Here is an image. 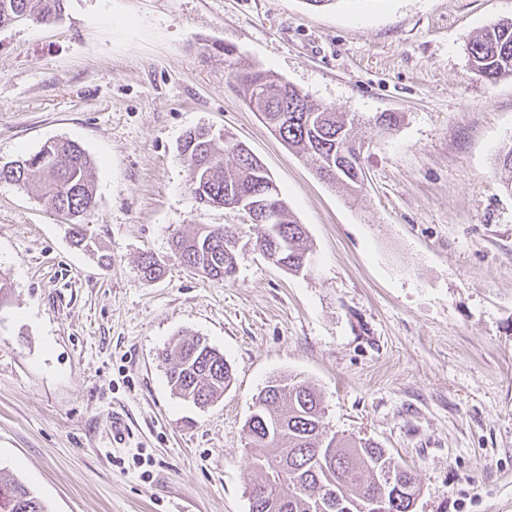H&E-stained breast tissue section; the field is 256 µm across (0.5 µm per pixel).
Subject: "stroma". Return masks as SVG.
Listing matches in <instances>:
<instances>
[{
  "mask_svg": "<svg viewBox=\"0 0 512 512\" xmlns=\"http://www.w3.org/2000/svg\"><path fill=\"white\" fill-rule=\"evenodd\" d=\"M512 0H66L0 28V163L54 140L91 159L97 253L46 199L0 182V468L49 512H249L243 425L274 377L309 382L330 431L373 439L420 484L414 512H512V76L467 48ZM234 48L225 56V48ZM271 70L360 118L364 186L315 173L251 112L229 64ZM393 113L380 130L370 119ZM230 133L314 249L292 275L259 227L199 206L177 145ZM239 225L235 276L193 274L174 231ZM164 267L153 281L138 261ZM184 334L233 373L213 405L171 390ZM132 432L113 447L110 417Z\"/></svg>",
  "mask_w": 512,
  "mask_h": 512,
  "instance_id": "35a3bbf8",
  "label": "stroma"
}]
</instances>
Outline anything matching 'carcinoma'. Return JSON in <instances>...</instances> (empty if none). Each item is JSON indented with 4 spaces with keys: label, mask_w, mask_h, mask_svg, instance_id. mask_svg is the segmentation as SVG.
<instances>
[{
    "label": "carcinoma",
    "mask_w": 512,
    "mask_h": 512,
    "mask_svg": "<svg viewBox=\"0 0 512 512\" xmlns=\"http://www.w3.org/2000/svg\"><path fill=\"white\" fill-rule=\"evenodd\" d=\"M64 9L65 0H0V28L27 13L47 22ZM468 54L473 69L489 81L512 75V23L487 25L469 44ZM227 79L248 108L275 122L288 147L314 159L319 176L356 140L355 119L312 104L269 70L232 68ZM181 147L189 188L199 204L225 207L245 199L275 208L279 223L262 225L254 246L290 273L308 269L313 249L305 226L297 223L282 196L265 198L269 174L246 146L198 130L188 132ZM226 154L233 157L230 169L224 165ZM18 163L7 177L0 170V181L34 188L52 208L73 219L68 227L72 244L92 248L85 225L79 223L96 205L85 150L73 141H53ZM233 237L224 226H203L192 236L174 233L172 247L187 268L224 282L236 271L237 250L229 246ZM139 267L147 281L161 274L160 261L152 254L142 256ZM164 360L170 362L171 390L200 407L217 401L231 384L232 369L224 354L203 337L173 340ZM323 415L320 394L303 381L275 377L258 393L244 425L253 470L249 512H322L320 502L330 493L336 494L335 512H365L371 505L377 512H413L420 489L412 471L369 438L329 434ZM0 512L49 510L13 473L0 468Z\"/></svg>",
    "instance_id": "carcinoma-1"
}]
</instances>
